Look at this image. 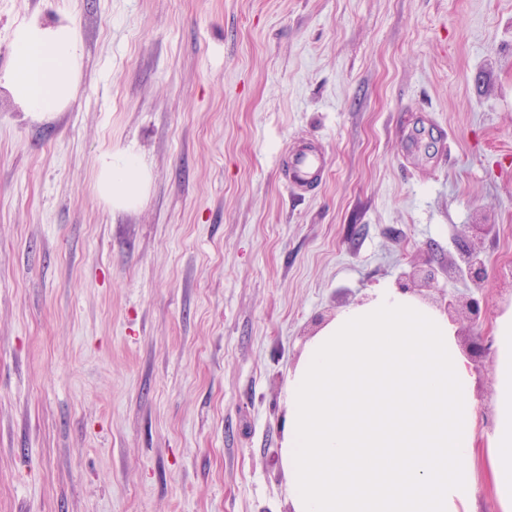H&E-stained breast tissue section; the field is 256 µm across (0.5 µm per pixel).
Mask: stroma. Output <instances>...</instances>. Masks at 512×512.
I'll return each instance as SVG.
<instances>
[{
    "mask_svg": "<svg viewBox=\"0 0 512 512\" xmlns=\"http://www.w3.org/2000/svg\"><path fill=\"white\" fill-rule=\"evenodd\" d=\"M33 16L84 57L51 115L0 85V512H288V376L340 308L428 268L458 337L512 306V0H0V75ZM287 188L298 195L309 192L322 168L321 152L313 144H306L288 153ZM97 194L112 210L134 208L148 186V174L139 153L132 147L106 150L97 159Z\"/></svg>",
    "mask_w": 512,
    "mask_h": 512,
    "instance_id": "stroma-1",
    "label": "stroma"
}]
</instances>
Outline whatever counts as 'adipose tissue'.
Returning <instances> with one entry per match:
<instances>
[{
	"label": "adipose tissue",
	"mask_w": 512,
	"mask_h": 512,
	"mask_svg": "<svg viewBox=\"0 0 512 512\" xmlns=\"http://www.w3.org/2000/svg\"><path fill=\"white\" fill-rule=\"evenodd\" d=\"M0 75L27 114L78 92L73 26L32 17L13 30ZM98 195L134 208L148 186L139 153L106 150ZM493 424L482 430L476 375L437 308L389 284L339 309L288 376L282 462L291 512H512V307L493 325Z\"/></svg>",
	"instance_id": "adipose-tissue-1"
}]
</instances>
